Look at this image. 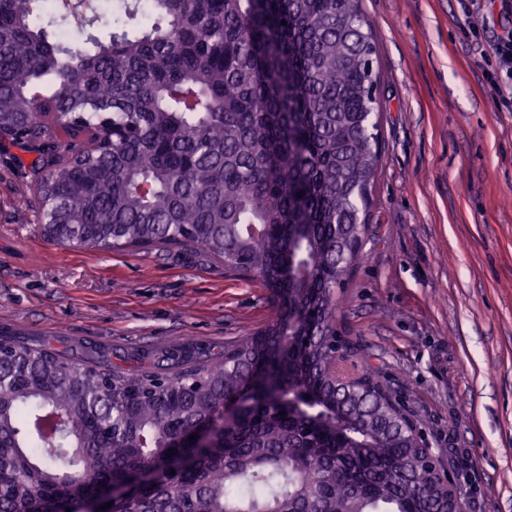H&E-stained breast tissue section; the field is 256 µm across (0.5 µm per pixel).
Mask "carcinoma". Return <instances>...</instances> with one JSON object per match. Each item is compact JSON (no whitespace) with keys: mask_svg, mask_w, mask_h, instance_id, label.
Wrapping results in <instances>:
<instances>
[{"mask_svg":"<svg viewBox=\"0 0 512 512\" xmlns=\"http://www.w3.org/2000/svg\"><path fill=\"white\" fill-rule=\"evenodd\" d=\"M0 0V138L53 241L201 248L274 313L208 366L121 375L0 341V512H453L414 425L337 369L379 159L361 0ZM84 18L81 43L60 37ZM246 406L189 466L185 443Z\"/></svg>","mask_w":512,"mask_h":512,"instance_id":"1","label":"carcinoma"}]
</instances>
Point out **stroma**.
Returning a JSON list of instances; mask_svg holds the SVG:
<instances>
[{
	"label": "stroma",
	"instance_id": "obj_1",
	"mask_svg": "<svg viewBox=\"0 0 512 512\" xmlns=\"http://www.w3.org/2000/svg\"><path fill=\"white\" fill-rule=\"evenodd\" d=\"M377 46L370 240L336 328L416 424L464 512H512V112L471 38L512 4L362 0ZM30 154L0 139V339L85 365L173 375L273 314L259 281L197 250L96 251L45 237Z\"/></svg>",
	"mask_w": 512,
	"mask_h": 512
}]
</instances>
